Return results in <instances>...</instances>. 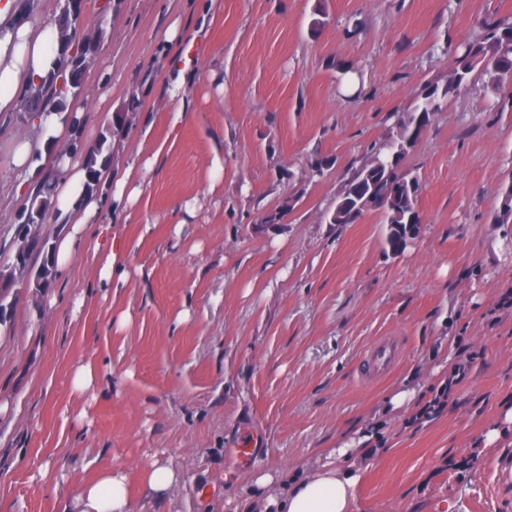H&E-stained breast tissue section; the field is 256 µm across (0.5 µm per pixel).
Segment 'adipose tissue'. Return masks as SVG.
Listing matches in <instances>:
<instances>
[{"label": "adipose tissue", "mask_w": 512, "mask_h": 512, "mask_svg": "<svg viewBox=\"0 0 512 512\" xmlns=\"http://www.w3.org/2000/svg\"><path fill=\"white\" fill-rule=\"evenodd\" d=\"M58 32L46 15H35L21 0H0V113L19 107L23 92L37 88L57 56ZM63 175L56 184L59 210L68 216L71 233L57 247L59 265H66L79 243L85 225L95 223L101 199L84 193L85 171L81 164L62 162ZM364 439L336 448L347 466L333 463L313 468L298 478L274 479L264 474L259 485L271 487L265 512H353L359 476L351 459L362 456ZM73 512H136L127 473L107 467L93 481L81 483L73 495Z\"/></svg>", "instance_id": "adipose-tissue-1"}]
</instances>
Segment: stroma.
<instances>
[{"mask_svg":"<svg viewBox=\"0 0 512 512\" xmlns=\"http://www.w3.org/2000/svg\"><path fill=\"white\" fill-rule=\"evenodd\" d=\"M500 21L512 0H87L83 33L103 23L107 36L79 101L84 144L136 107L112 175L133 167L140 193L103 216L131 277L100 280L91 224L50 288L20 289L0 337V512H64L106 467L129 473L141 512H259V475H302L363 433L355 512H512L496 487L512 457V222L497 221L512 93L474 75L405 157L422 224L402 252L377 213L324 218L420 89L447 80L449 46ZM30 118L0 116L2 264L19 212L56 175L12 163ZM281 207V223L260 224ZM382 342L396 359L376 371ZM86 362L99 382L81 396ZM157 460L181 470L166 497L140 480Z\"/></svg>","mask_w":512,"mask_h":512,"instance_id":"stroma-1","label":"stroma"}]
</instances>
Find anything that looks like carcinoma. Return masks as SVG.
Masks as SVG:
<instances>
[{"label":"carcinoma","mask_w":512,"mask_h":512,"mask_svg":"<svg viewBox=\"0 0 512 512\" xmlns=\"http://www.w3.org/2000/svg\"><path fill=\"white\" fill-rule=\"evenodd\" d=\"M475 74L488 76L494 91L512 77V25H497L483 40L455 46L453 69L448 80L442 84L428 83L421 89L412 110L398 118L397 138L384 150L375 152L372 160L360 166L348 179L335 210L327 215L330 223L351 224L364 213L376 211L381 223L386 225L385 246L395 253L406 247L409 232L418 227L420 221L417 198L421 187L417 176L401 170L400 162L414 147L431 117ZM47 91L56 95L52 105L54 112L68 111L71 101L80 96L77 88L69 83L63 89L57 87L55 74L50 72L38 88L23 98L21 110L41 108L43 93ZM127 133V129L115 123L85 150L87 192L94 191L99 183L100 169L111 163L112 143ZM27 211L41 213L44 220L58 212L52 182L42 184ZM41 251L45 252L44 260L33 268L30 283V287L37 290L49 288L57 274L54 249L44 245Z\"/></svg>","instance_id":"obj_1"}]
</instances>
